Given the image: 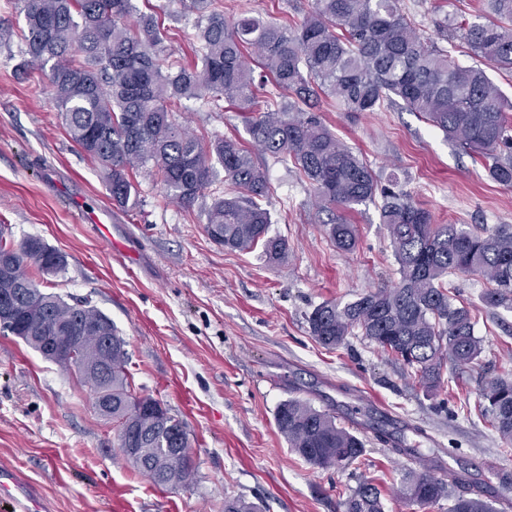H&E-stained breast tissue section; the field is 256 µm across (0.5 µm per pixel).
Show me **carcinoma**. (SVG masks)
<instances>
[{
    "mask_svg": "<svg viewBox=\"0 0 512 512\" xmlns=\"http://www.w3.org/2000/svg\"><path fill=\"white\" fill-rule=\"evenodd\" d=\"M27 66L45 77L43 91L60 112L71 140L104 170L112 204L138 205L132 175L155 169L171 199L193 205L224 171L235 191L213 198L205 230L229 250L262 245L271 262L288 254V243L268 235L270 212L266 171L251 150L231 138L206 146L174 112L181 100H205L214 110L229 105L245 116L252 146L292 162L315 187L326 208L353 209L381 195V223L394 246L399 280L354 301L327 300L308 316L311 336L329 349L350 336L366 337L402 362L430 394L441 388L443 369H464L482 353L470 310L456 303L445 281L451 274L479 275L491 287L485 303L512 302V227L473 232L456 224H435L431 214L401 190L379 188L373 170L340 142L315 113L326 95L351 114L373 112L387 102L416 112L440 129L496 183L512 187V99L483 68L512 71V0H487L483 23L442 21L443 40L461 39L478 64L463 66L450 52L419 35L399 0H313L298 27L254 16L228 20L218 0H190L198 15L197 60L173 58L170 28L147 15L127 23L133 0H18ZM267 78L256 80L244 50ZM336 246H356L354 225L339 219L329 228ZM66 257L41 238L18 243L0 229V289L12 290L13 323L3 330L52 362L39 336H83L78 353L102 366L95 378L76 371L93 387L94 400L110 408L101 414L130 429L132 447L120 444L128 461L154 485L176 487L195 475L184 423L133 387L126 342L112 320L85 301L69 304L39 288L37 279L66 267ZM112 339V353L100 337ZM482 407L492 427L512 444V381L494 379L482 389ZM289 448L319 468H344L364 452L362 440L337 418L309 402L291 398L276 413ZM447 482L410 472L399 490L410 504L430 506L449 496ZM224 512H261L242 497L224 501ZM345 512H384L382 492L363 481L345 502ZM448 512H498L485 490L453 499Z\"/></svg>",
    "mask_w": 512,
    "mask_h": 512,
    "instance_id": "1",
    "label": "carcinoma"
}]
</instances>
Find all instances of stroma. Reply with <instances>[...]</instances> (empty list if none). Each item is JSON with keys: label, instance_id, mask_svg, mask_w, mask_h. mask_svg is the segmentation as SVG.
I'll return each mask as SVG.
<instances>
[{"label": "stroma", "instance_id": "obj_1", "mask_svg": "<svg viewBox=\"0 0 512 512\" xmlns=\"http://www.w3.org/2000/svg\"><path fill=\"white\" fill-rule=\"evenodd\" d=\"M228 16L290 18L300 24L312 0H223ZM175 33L183 64L195 59L196 16L184 0H135ZM416 30L439 40L443 17L478 22L482 0H399ZM18 37L0 40V224L14 240L41 238L64 253V273L42 288L87 300L127 342L128 369L141 395L182 420L197 471L162 489L125 458L111 419L96 410L79 376L0 332V473L23 512H224L242 497L263 512H345L360 482L382 485L384 512H448L449 499L420 507L398 490L411 471L465 476L512 512V445L481 416L485 382L512 378V304L487 306V282L457 274L448 283L469 306L482 354L429 396L402 362L362 336L334 350L320 346L308 317L326 300L348 302L397 281V262L379 203L348 213L357 246L329 236L333 215L294 166L262 155L272 216L268 234L288 242L271 264L261 248L234 251L205 231L203 210L231 194L216 181L192 207L171 201L154 172L140 170L139 205L117 209L98 164L66 134L55 105L21 68ZM329 129L375 172L397 184L435 223L494 229L512 225V188L417 114L382 105L357 116L335 100L317 104ZM180 122L203 142L244 136L241 114L182 101ZM109 225L110 236L99 225ZM291 398L358 426L364 452L342 469L313 466L289 448L275 414ZM384 423L391 442L372 424ZM405 447L396 454L393 444Z\"/></svg>", "mask_w": 512, "mask_h": 512}]
</instances>
